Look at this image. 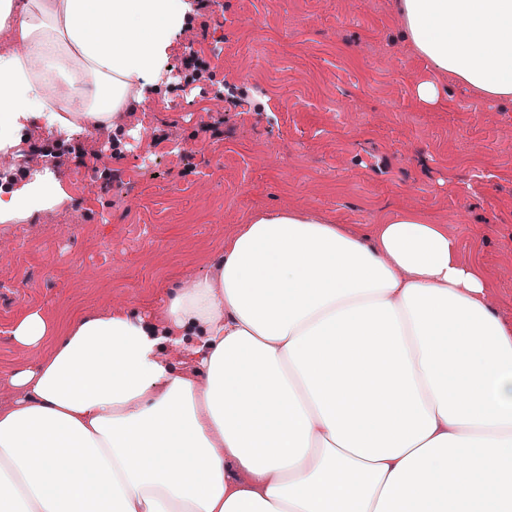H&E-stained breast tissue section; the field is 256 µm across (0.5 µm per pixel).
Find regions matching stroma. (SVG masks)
Returning a JSON list of instances; mask_svg holds the SVG:
<instances>
[{"instance_id": "35a3bbf8", "label": "stroma", "mask_w": 512, "mask_h": 512, "mask_svg": "<svg viewBox=\"0 0 512 512\" xmlns=\"http://www.w3.org/2000/svg\"><path fill=\"white\" fill-rule=\"evenodd\" d=\"M193 32L228 86L268 94L267 112L210 98L220 132L205 152L155 155L167 124L203 135L198 113L157 110L175 88L163 76L110 160L122 193L93 185L86 205L68 184L70 224L54 210L0 223V401L74 317L118 307L152 316L185 278L211 275L239 225L274 208L355 229L419 208L453 224L512 319V104L461 83L420 102L414 88L429 69L407 50L394 0H224L222 12L201 10ZM32 309L54 328L36 349L12 336Z\"/></svg>"}]
</instances>
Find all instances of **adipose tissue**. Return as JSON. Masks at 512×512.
Wrapping results in <instances>:
<instances>
[{
    "instance_id": "obj_1",
    "label": "adipose tissue",
    "mask_w": 512,
    "mask_h": 512,
    "mask_svg": "<svg viewBox=\"0 0 512 512\" xmlns=\"http://www.w3.org/2000/svg\"><path fill=\"white\" fill-rule=\"evenodd\" d=\"M396 8L431 66L420 101L449 80L512 103V0ZM191 15L190 0H0V153L37 119L114 128ZM65 199L38 176L0 194V222ZM8 383L0 512H512V321L415 208L362 233L257 212L153 321L80 317Z\"/></svg>"
}]
</instances>
